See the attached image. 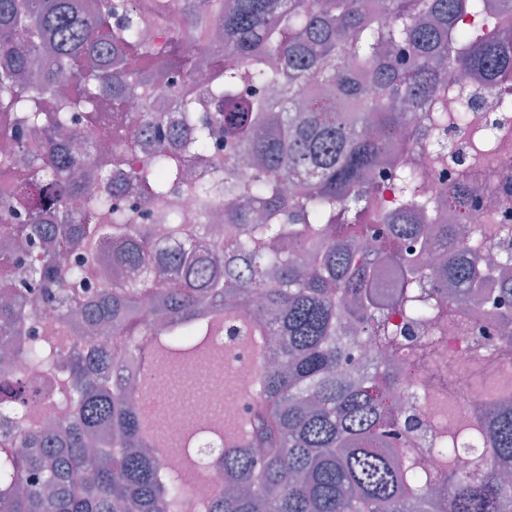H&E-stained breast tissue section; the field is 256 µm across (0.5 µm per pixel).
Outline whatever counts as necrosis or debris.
Segmentation results:
<instances>
[{"label":"necrosis or debris","mask_w":512,"mask_h":512,"mask_svg":"<svg viewBox=\"0 0 512 512\" xmlns=\"http://www.w3.org/2000/svg\"><path fill=\"white\" fill-rule=\"evenodd\" d=\"M512 76L495 84L479 76H459L448 84L449 113L467 111L466 127L451 126L441 139L429 135V122L420 119L410 137L415 144L407 159L423 174L421 191L447 223L456 225L463 238L481 251L487 277H495L504 252L512 241L501 238L502 225L512 226ZM483 135L491 144L480 162L470 158V141ZM469 184L473 198L450 200L456 182ZM429 321L409 320V336L396 355L395 382L386 388L389 399L419 425L404 436L406 447L417 453L433 473L445 470L435 453L439 437L460 434L462 425L479 429L488 411L512 397V338L501 332V317L493 303L449 304L447 297L432 295ZM225 372L236 382L248 383L260 372L263 355L246 335L227 325L223 336Z\"/></svg>","instance_id":"1"}]
</instances>
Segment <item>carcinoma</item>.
Returning a JSON list of instances; mask_svg holds the SVG:
<instances>
[{"instance_id": "cac0c4a2", "label": "carcinoma", "mask_w": 512, "mask_h": 512, "mask_svg": "<svg viewBox=\"0 0 512 512\" xmlns=\"http://www.w3.org/2000/svg\"><path fill=\"white\" fill-rule=\"evenodd\" d=\"M488 0H0V333L30 365L65 375L63 398L34 401L0 368V512H512V405L485 432L497 463L432 475L401 447V409L382 393L380 361L363 371L351 331L399 348L393 307L368 288L375 265L400 268L399 308L430 311L419 257L429 220L420 172L401 129L434 113L448 130V76L512 72V45L482 28ZM134 55L141 67L128 72ZM212 69L208 88L193 80ZM173 95L157 120L152 93ZM60 97L54 112L40 97ZM109 94L123 112L84 152L90 111ZM138 100L140 111L126 112ZM191 128L180 149L168 140ZM211 167L195 178L186 159ZM253 167L240 176L243 164ZM123 171L136 186L111 190ZM224 187V234L206 217ZM194 192L192 214L177 197ZM389 191L395 213L382 207ZM177 246L161 250L154 223ZM442 225L436 286L461 300L484 279L477 248ZM494 304L512 307V257ZM41 310L50 319L35 329ZM235 322L271 350L237 400L204 405L178 431L166 404L146 411L137 390L97 372L148 355L171 370L219 354ZM234 418L230 427L228 418ZM223 441L202 466L197 439ZM180 458L174 471L164 468Z\"/></svg>"}]
</instances>
